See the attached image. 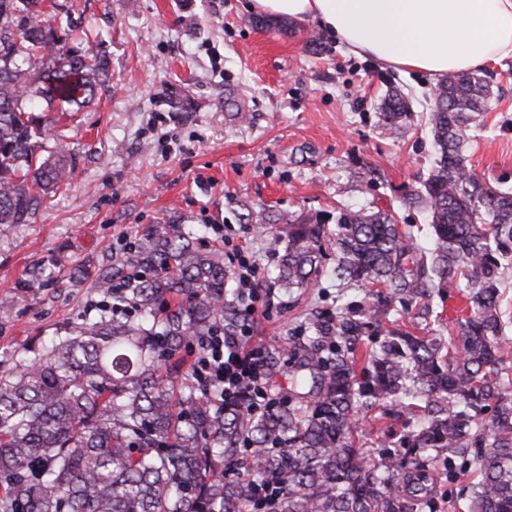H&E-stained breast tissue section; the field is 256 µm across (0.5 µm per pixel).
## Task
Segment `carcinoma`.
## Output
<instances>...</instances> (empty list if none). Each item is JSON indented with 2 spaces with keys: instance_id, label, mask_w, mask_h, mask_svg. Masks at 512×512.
Listing matches in <instances>:
<instances>
[{
  "instance_id": "carcinoma-1",
  "label": "carcinoma",
  "mask_w": 512,
  "mask_h": 512,
  "mask_svg": "<svg viewBox=\"0 0 512 512\" xmlns=\"http://www.w3.org/2000/svg\"><path fill=\"white\" fill-rule=\"evenodd\" d=\"M45 3L0 0V225L28 223L64 185L76 152L58 123L107 81L91 21ZM488 96L472 73L436 88V165L424 192L404 197L428 213L430 247L384 210H342L332 225L276 218L288 230L282 287L318 284L328 243L339 285L377 287L405 311L463 282L468 313L456 335L388 329L371 307L339 305L313 317L308 344L292 352L288 404L216 410L173 356L243 320L224 254L202 247L191 224H152L125 257L137 279L121 264L98 275L107 301L96 314L0 375V512H253L257 484L284 488L271 512H432L437 466L476 474L469 512H512V367L500 312L512 190L491 187L463 155ZM55 101L50 118L43 105ZM409 118L393 91L381 120L395 131ZM54 266L39 264L23 287L49 280ZM376 407L407 417L406 432L365 448L358 416Z\"/></svg>"
}]
</instances>
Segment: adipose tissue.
<instances>
[{
	"mask_svg": "<svg viewBox=\"0 0 512 512\" xmlns=\"http://www.w3.org/2000/svg\"><path fill=\"white\" fill-rule=\"evenodd\" d=\"M315 22L348 51L438 79L512 55V0H250Z\"/></svg>",
	"mask_w": 512,
	"mask_h": 512,
	"instance_id": "obj_1",
	"label": "adipose tissue"
}]
</instances>
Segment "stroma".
I'll use <instances>...</instances> for the list:
<instances>
[{"mask_svg":"<svg viewBox=\"0 0 512 512\" xmlns=\"http://www.w3.org/2000/svg\"><path fill=\"white\" fill-rule=\"evenodd\" d=\"M59 2L94 24L111 79L66 128L78 148L66 186L33 222L0 226V372L91 315L94 280L123 237L162 219L222 226L267 272L286 246L269 221L283 211L392 209L431 238L424 211L402 203L435 165L427 76L353 54L312 22L258 26L247 0ZM482 72L491 93L464 156L491 186L512 188V56ZM393 89L412 112L395 131L380 119ZM48 258L53 281L19 292ZM264 286L252 330L284 399L308 319L368 295L328 276L292 292Z\"/></svg>","mask_w":512,"mask_h":512,"instance_id":"obj_1","label":"stroma"}]
</instances>
